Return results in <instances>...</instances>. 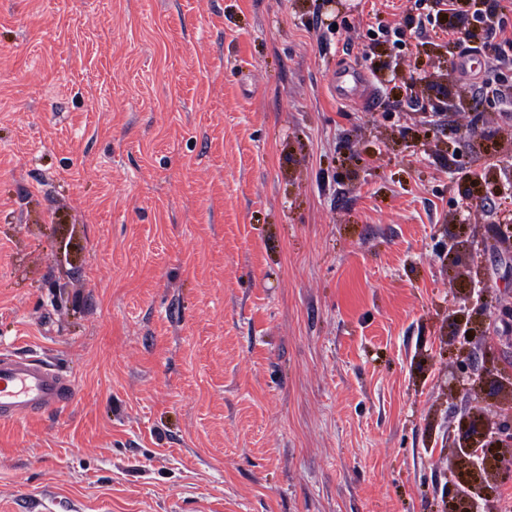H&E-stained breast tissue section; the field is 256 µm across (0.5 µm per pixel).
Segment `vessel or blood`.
Listing matches in <instances>:
<instances>
[{
  "mask_svg": "<svg viewBox=\"0 0 512 512\" xmlns=\"http://www.w3.org/2000/svg\"><path fill=\"white\" fill-rule=\"evenodd\" d=\"M341 98L361 96L367 89L365 76L350 70L336 75ZM75 395V383L48 362L30 354L0 351V421L17 423L67 408Z\"/></svg>",
  "mask_w": 512,
  "mask_h": 512,
  "instance_id": "1",
  "label": "vessel or blood"
}]
</instances>
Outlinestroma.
<instances>
[{"mask_svg":"<svg viewBox=\"0 0 512 512\" xmlns=\"http://www.w3.org/2000/svg\"><path fill=\"white\" fill-rule=\"evenodd\" d=\"M433 6L0 0V349L76 384L0 424V512H499L512 239L460 203L512 211V113ZM368 87L364 75L355 74L350 70L340 71L336 74V91L341 98L359 97L365 93ZM465 92L469 98L470 111L479 108L483 102H498L504 112L511 111L512 85L507 81H492L488 78H475L465 83ZM467 178L470 180L472 186L477 189L480 194L479 199L482 206V211L488 215H498L501 211V204L497 201V193L490 189V176L486 169L482 172L470 171L467 174ZM483 188L485 190H483Z\"/></svg>","mask_w":512,"mask_h":512,"instance_id":"1","label":"stroma"}]
</instances>
